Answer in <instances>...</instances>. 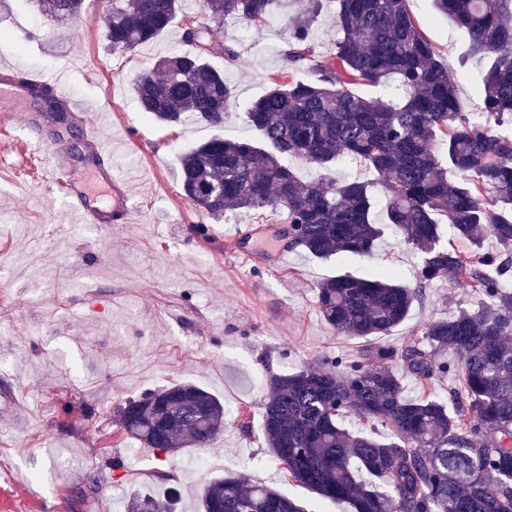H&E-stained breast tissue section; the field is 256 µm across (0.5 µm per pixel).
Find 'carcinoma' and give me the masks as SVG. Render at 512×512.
<instances>
[{"label": "carcinoma", "instance_id": "obj_1", "mask_svg": "<svg viewBox=\"0 0 512 512\" xmlns=\"http://www.w3.org/2000/svg\"><path fill=\"white\" fill-rule=\"evenodd\" d=\"M282 0H203L213 26L228 18L257 28ZM43 15L74 18L83 0H39ZM439 13L464 29L470 51L486 60L477 91L481 122L462 112L457 84L423 34L407 0H311L288 19L282 49L291 66L312 64L313 78L276 79L246 112L260 141L221 136L182 159L181 190L204 216L268 210L288 224L287 248L318 260L369 257L391 228L419 253L418 287L374 268L344 272L317 286L316 305L338 335L389 336L422 299V288L448 278L485 296L473 308L430 322L423 345L402 352L367 347L347 361L304 365L272 374L262 432L270 452L297 483L353 512H512V0H435ZM180 0H112L105 39L131 51L164 34ZM336 23L332 61L317 60L312 26L323 10ZM191 49L157 61L133 79L139 107L164 123L193 113L224 126L233 89L211 65L212 26L183 29ZM387 87V101L349 85ZM302 159L328 170L343 158L374 171L384 200L358 179L299 178L286 164ZM468 242L465 259L448 248L445 231ZM498 252L481 251L485 235ZM450 353L458 366L442 360ZM458 371L448 400H411L404 379L431 384ZM380 425L376 438L340 419ZM120 428L146 448L170 453L213 445L224 432V403L190 382L129 400ZM177 499L130 495L124 512H175ZM306 512L291 495L234 476L207 483L200 512Z\"/></svg>", "mask_w": 512, "mask_h": 512}]
</instances>
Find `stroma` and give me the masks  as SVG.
<instances>
[{
    "label": "stroma",
    "mask_w": 512,
    "mask_h": 512,
    "mask_svg": "<svg viewBox=\"0 0 512 512\" xmlns=\"http://www.w3.org/2000/svg\"><path fill=\"white\" fill-rule=\"evenodd\" d=\"M310 0H283L262 30L234 19L217 30L223 54L210 62L234 87L224 126L192 116L168 125L142 112L134 73L160 57L187 51L183 18L208 20L202 0H182L181 18L154 42L112 52L97 0H84L78 19H49L36 0H0V68L64 75L73 128L95 120L104 152L85 162L56 135L43 114L36 125L18 113L0 120V512H109L131 492L164 498L181 492L177 512H196L209 480L235 474L294 496L307 512H352L289 479L262 433L270 374L350 358L365 339L333 333L315 303L323 279L380 267L415 287L416 250L385 231L374 258L328 261L288 250L277 227L251 211L226 212L199 225L180 189L181 156L211 136L254 137L248 103L271 79H305L281 56L288 19ZM409 9L438 48L458 85L463 112L477 110L484 62L470 55L467 33L440 14L434 0ZM78 179L112 168L124 183L129 210L112 224H83L51 170ZM267 238L272 247L245 258L226 237ZM479 299L448 280L433 282L408 319L380 342L402 350L422 341L434 319ZM175 382L195 383L224 404V434L213 447L221 465L199 468L201 449L165 454L128 438L118 424L130 399Z\"/></svg>",
    "instance_id": "stroma-1"
}]
</instances>
